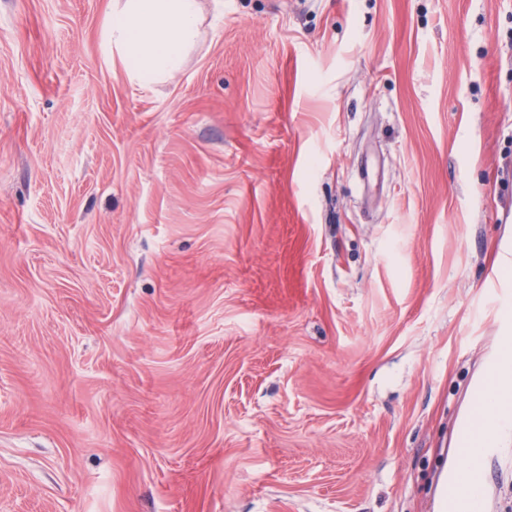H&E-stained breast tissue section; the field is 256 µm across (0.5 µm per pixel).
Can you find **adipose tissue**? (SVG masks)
<instances>
[{
  "instance_id": "ef3b65f1",
  "label": "adipose tissue",
  "mask_w": 512,
  "mask_h": 512,
  "mask_svg": "<svg viewBox=\"0 0 512 512\" xmlns=\"http://www.w3.org/2000/svg\"><path fill=\"white\" fill-rule=\"evenodd\" d=\"M199 24V0H115L104 61H121L136 85L152 87L180 69Z\"/></svg>"
}]
</instances>
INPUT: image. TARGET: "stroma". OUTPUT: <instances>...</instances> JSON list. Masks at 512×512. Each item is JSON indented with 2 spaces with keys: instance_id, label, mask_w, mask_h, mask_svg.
I'll return each instance as SVG.
<instances>
[{
  "instance_id": "obj_1",
  "label": "stroma",
  "mask_w": 512,
  "mask_h": 512,
  "mask_svg": "<svg viewBox=\"0 0 512 512\" xmlns=\"http://www.w3.org/2000/svg\"><path fill=\"white\" fill-rule=\"evenodd\" d=\"M113 2L0 0V512H448L512 323V0H200L147 89Z\"/></svg>"
}]
</instances>
